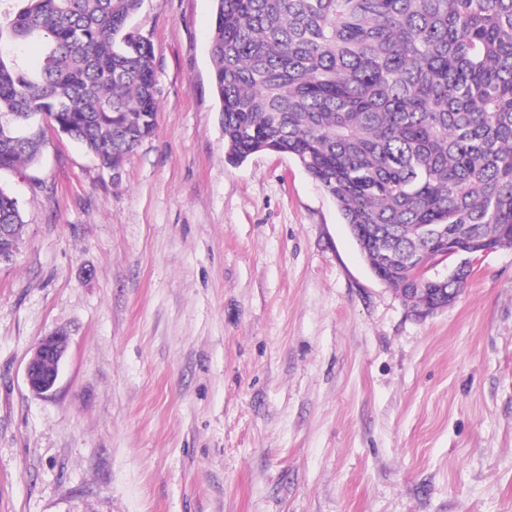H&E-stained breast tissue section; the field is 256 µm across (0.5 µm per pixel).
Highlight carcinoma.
Instances as JSON below:
<instances>
[{
  "label": "carcinoma",
  "instance_id": "1",
  "mask_svg": "<svg viewBox=\"0 0 512 512\" xmlns=\"http://www.w3.org/2000/svg\"><path fill=\"white\" fill-rule=\"evenodd\" d=\"M141 4L0 0V170L40 159L47 122L114 166L154 132ZM209 54L228 160L297 161L388 286L460 293L421 261L512 245V0H214ZM1 224L21 235L0 186Z\"/></svg>",
  "mask_w": 512,
  "mask_h": 512
}]
</instances>
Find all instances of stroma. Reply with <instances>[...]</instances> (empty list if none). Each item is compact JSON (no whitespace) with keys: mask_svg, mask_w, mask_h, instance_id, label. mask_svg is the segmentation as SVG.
Segmentation results:
<instances>
[{"mask_svg":"<svg viewBox=\"0 0 512 512\" xmlns=\"http://www.w3.org/2000/svg\"><path fill=\"white\" fill-rule=\"evenodd\" d=\"M213 8L133 17L159 110L119 175L55 134L0 171V512H512V249L410 312L294 159L228 162ZM0 238L1 233L6 235L7 225H12V231L20 236L23 229V220L19 209L18 201L14 196L0 186ZM68 348L69 338L62 332L46 336L38 343L25 367L26 384L32 393L43 395L53 391ZM46 362L52 363V369L50 364L44 365L46 370L43 368Z\"/></svg>","mask_w":512,"mask_h":512,"instance_id":"obj_1","label":"stroma"}]
</instances>
